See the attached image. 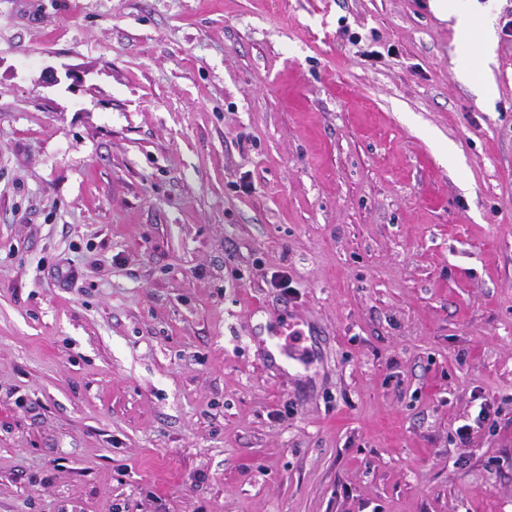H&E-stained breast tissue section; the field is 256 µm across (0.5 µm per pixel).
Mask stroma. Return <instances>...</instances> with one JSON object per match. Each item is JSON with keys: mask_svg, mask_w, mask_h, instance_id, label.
<instances>
[{"mask_svg": "<svg viewBox=\"0 0 512 512\" xmlns=\"http://www.w3.org/2000/svg\"><path fill=\"white\" fill-rule=\"evenodd\" d=\"M472 6L487 86L430 0H0V512H512ZM289 322L299 377L250 339ZM310 342V345H306ZM316 339L306 336H288V358L308 364L313 357ZM495 414L496 411H493V407L490 402H486L484 404L481 403L477 414L471 418V420L466 421V423L456 428V435L460 442L463 444L466 443L475 429H482L490 423L489 428L494 427L496 420L493 419L492 416Z\"/></svg>", "mask_w": 512, "mask_h": 512, "instance_id": "1", "label": "stroma"}]
</instances>
